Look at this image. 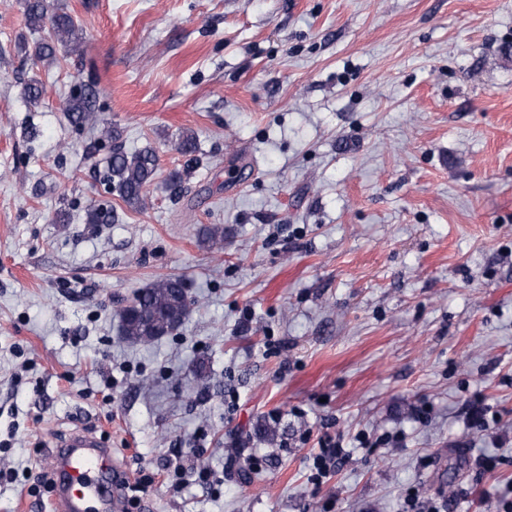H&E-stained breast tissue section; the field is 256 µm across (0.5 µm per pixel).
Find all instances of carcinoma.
<instances>
[{
    "label": "carcinoma",
    "instance_id": "1",
    "mask_svg": "<svg viewBox=\"0 0 512 512\" xmlns=\"http://www.w3.org/2000/svg\"><path fill=\"white\" fill-rule=\"evenodd\" d=\"M28 24L46 32L35 45L34 56L55 57L57 45L79 39L75 22L65 12L50 11L49 0H26ZM88 111L86 102L74 96L67 105L69 118L81 123ZM157 172V156L150 148L127 153L119 147L105 160V179L129 205L144 206L146 189ZM191 305L185 282L178 277L160 279L137 292L121 309L119 333L129 342L149 345L176 330L186 318Z\"/></svg>",
    "mask_w": 512,
    "mask_h": 512
}]
</instances>
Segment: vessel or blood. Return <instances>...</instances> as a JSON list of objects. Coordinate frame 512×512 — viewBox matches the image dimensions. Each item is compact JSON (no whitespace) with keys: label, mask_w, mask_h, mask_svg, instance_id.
<instances>
[{"label":"vessel or blood","mask_w":512,"mask_h":512,"mask_svg":"<svg viewBox=\"0 0 512 512\" xmlns=\"http://www.w3.org/2000/svg\"><path fill=\"white\" fill-rule=\"evenodd\" d=\"M53 469L63 488L55 512H118L125 474L111 449L85 433L71 435L54 457Z\"/></svg>","instance_id":"obj_1"}]
</instances>
